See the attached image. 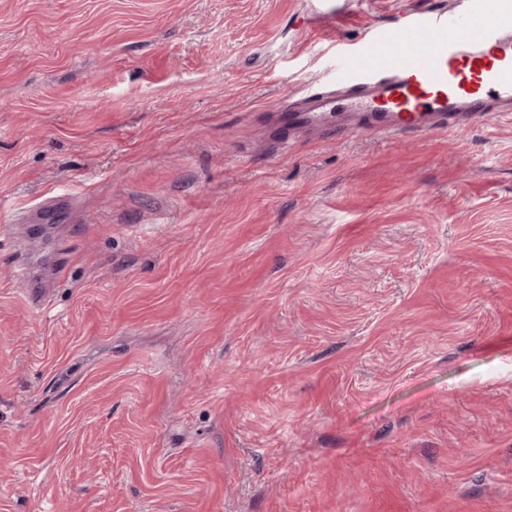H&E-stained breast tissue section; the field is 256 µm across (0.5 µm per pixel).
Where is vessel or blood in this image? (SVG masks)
Returning a JSON list of instances; mask_svg holds the SVG:
<instances>
[{
	"instance_id": "vessel-or-blood-1",
	"label": "vessel or blood",
	"mask_w": 512,
	"mask_h": 512,
	"mask_svg": "<svg viewBox=\"0 0 512 512\" xmlns=\"http://www.w3.org/2000/svg\"><path fill=\"white\" fill-rule=\"evenodd\" d=\"M425 30L432 35L429 45L407 63L386 60L363 69L341 56L351 74L345 93L366 115L365 131L453 130L462 121L512 113V0H465L460 10L409 13L396 24L366 31L363 49L406 44ZM335 108V99L314 93L304 113H288L286 121H321Z\"/></svg>"
}]
</instances>
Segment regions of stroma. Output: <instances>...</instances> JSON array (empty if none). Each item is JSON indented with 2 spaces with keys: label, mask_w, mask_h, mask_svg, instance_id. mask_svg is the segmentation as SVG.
Wrapping results in <instances>:
<instances>
[{
  "label": "stroma",
  "mask_w": 512,
  "mask_h": 512,
  "mask_svg": "<svg viewBox=\"0 0 512 512\" xmlns=\"http://www.w3.org/2000/svg\"><path fill=\"white\" fill-rule=\"evenodd\" d=\"M450 2L0 0V512H512V121L265 115Z\"/></svg>",
  "instance_id": "stroma-1"
}]
</instances>
